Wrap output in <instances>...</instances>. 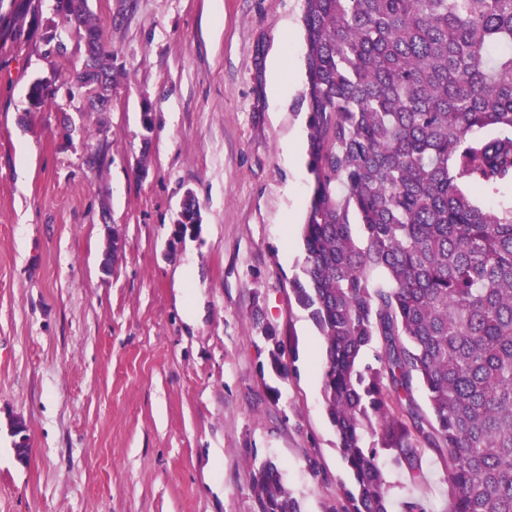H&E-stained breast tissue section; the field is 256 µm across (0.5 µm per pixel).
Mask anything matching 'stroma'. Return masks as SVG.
<instances>
[{
  "instance_id": "stroma-1",
  "label": "stroma",
  "mask_w": 512,
  "mask_h": 512,
  "mask_svg": "<svg viewBox=\"0 0 512 512\" xmlns=\"http://www.w3.org/2000/svg\"><path fill=\"white\" fill-rule=\"evenodd\" d=\"M213 2L89 0L112 52L103 107L62 91L29 107L33 79L85 59L54 0L0 44V512H258L249 475L267 462L301 512H344L324 338L293 289L304 2ZM188 193L201 222L181 235ZM380 462L390 512H449L436 452L421 484Z\"/></svg>"
}]
</instances>
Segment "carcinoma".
<instances>
[{
  "label": "carcinoma",
  "mask_w": 512,
  "mask_h": 512,
  "mask_svg": "<svg viewBox=\"0 0 512 512\" xmlns=\"http://www.w3.org/2000/svg\"><path fill=\"white\" fill-rule=\"evenodd\" d=\"M78 30L112 56L89 7ZM308 170L298 301L325 341L323 398L346 512H389L446 460L450 512H512V0H304ZM18 10L0 38L18 41ZM375 351V362L363 360ZM260 512H300L280 471ZM467 191L484 207L499 209L502 204H510L512 200V186L505 185L496 192H486L469 185ZM380 462L390 484V512H403L402 504L411 498L419 499L426 512H449L451 497L445 482V460L436 452L428 448L423 452L421 465L426 480L422 484L410 483L404 470L394 465L386 452L380 451Z\"/></svg>",
  "instance_id": "cac0c4a2"
}]
</instances>
